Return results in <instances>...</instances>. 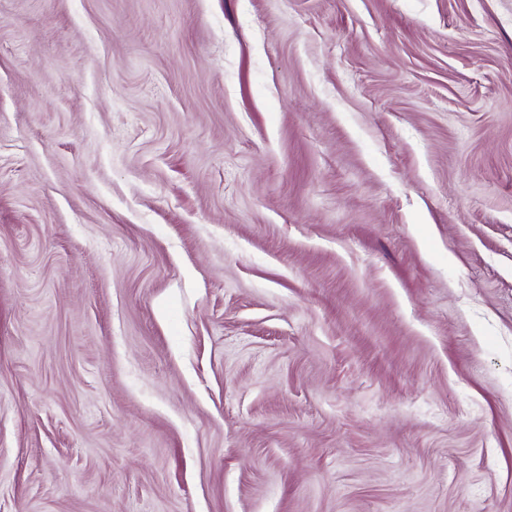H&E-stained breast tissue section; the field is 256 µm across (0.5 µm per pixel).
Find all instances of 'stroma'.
<instances>
[{"label":"stroma","instance_id":"35a3bbf8","mask_svg":"<svg viewBox=\"0 0 512 512\" xmlns=\"http://www.w3.org/2000/svg\"><path fill=\"white\" fill-rule=\"evenodd\" d=\"M0 512H512V0H0Z\"/></svg>","mask_w":512,"mask_h":512}]
</instances>
